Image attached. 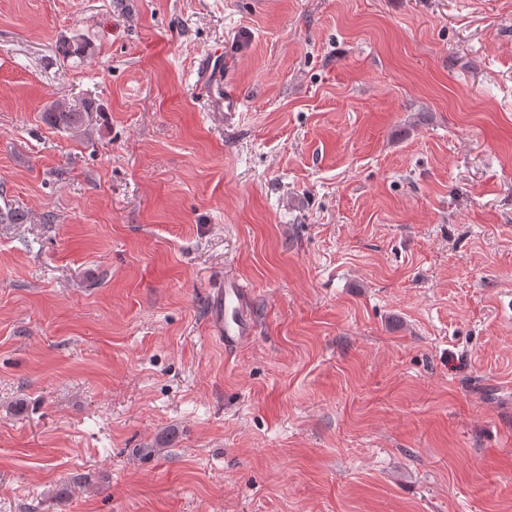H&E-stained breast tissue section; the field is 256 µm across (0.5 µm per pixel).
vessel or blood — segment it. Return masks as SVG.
<instances>
[{
  "label": "vessel or blood",
  "mask_w": 512,
  "mask_h": 512,
  "mask_svg": "<svg viewBox=\"0 0 512 512\" xmlns=\"http://www.w3.org/2000/svg\"><path fill=\"white\" fill-rule=\"evenodd\" d=\"M196 85L205 93L216 112H234L240 105L236 92L224 84V66L213 55L203 57L197 69ZM250 293L241 284H227L209 294L207 328L209 334L223 344L225 351H235L248 342L253 328L243 316Z\"/></svg>",
  "instance_id": "vessel-or-blood-1"
}]
</instances>
